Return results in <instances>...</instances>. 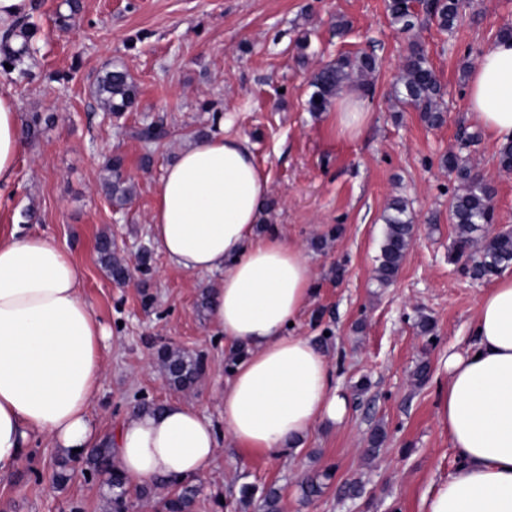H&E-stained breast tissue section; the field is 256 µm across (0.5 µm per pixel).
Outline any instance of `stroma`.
I'll list each match as a JSON object with an SVG mask.
<instances>
[{"label":"stroma","mask_w":512,"mask_h":512,"mask_svg":"<svg viewBox=\"0 0 512 512\" xmlns=\"http://www.w3.org/2000/svg\"><path fill=\"white\" fill-rule=\"evenodd\" d=\"M68 17L66 26L55 22ZM347 27L337 32V18ZM512 22V0H470L453 32L429 23L404 33L390 22L385 0H32L22 23L33 34L31 75L0 70L21 121L40 113L27 138L13 186L0 190V231L45 232L81 268L83 295L110 338L106 371L91 413L103 437L140 405L181 400L223 430L220 393L230 374L223 343L202 300L215 274L173 267L149 237V216L165 168L181 143L222 128L247 137L270 176L263 228L302 238L316 272L311 305L292 329L309 338L336 367L349 400L346 422L318 428L293 457L271 459L220 444L211 466L192 479L200 486L195 512H258L240 502L243 485L280 491L281 512H424L432 486L454 473L458 458L436 417L437 382L415 384L420 363L435 365L444 350L473 341L471 325L492 279L474 278L467 259L450 260L455 239L448 204L460 184L441 160L448 152L476 164L497 188L498 222L512 226V172L502 171L497 145L481 137L461 148V131H476L465 89L470 68ZM427 50L445 91V121L431 128L398 104L392 84L410 41ZM370 53L379 71L362 100L370 114L356 138L336 132L333 111H309V76L318 63ZM118 65L138 86L136 111L116 118L101 111L89 89ZM170 130L149 145L139 130ZM120 155L134 195L124 208L104 188V165ZM396 196L415 217L413 243L396 280L379 286L375 268L382 215ZM108 235L132 272L116 283L102 268L96 240ZM436 324L420 334V315ZM205 357L208 370L190 390L166 382L162 346ZM370 386L358 392L356 383ZM386 438L367 455L375 426ZM58 451L38 442L0 478V512H109V489L76 471L52 481ZM325 477L323 493L304 500L303 473ZM361 493L348 498L344 489Z\"/></svg>","instance_id":"stroma-1"}]
</instances>
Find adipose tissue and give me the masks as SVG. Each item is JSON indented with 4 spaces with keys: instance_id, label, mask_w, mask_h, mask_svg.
<instances>
[{
    "instance_id": "ef3b65f1",
    "label": "adipose tissue",
    "mask_w": 512,
    "mask_h": 512,
    "mask_svg": "<svg viewBox=\"0 0 512 512\" xmlns=\"http://www.w3.org/2000/svg\"><path fill=\"white\" fill-rule=\"evenodd\" d=\"M466 92L470 118L494 142L512 139V38L484 50ZM234 123L226 113L223 131L186 140L149 218L172 266L221 275L208 310L237 354L224 429L179 400L134 410L114 446L124 477L138 484L205 472L221 432L232 447L279 458L348 415L327 354L289 330L313 300L314 271L299 238L259 232L270 177L248 139L230 134ZM24 147L12 89L0 85V187L13 185ZM473 328L472 346L437 362V420L460 464L431 489L425 512H512V274L482 294ZM107 340L65 249L47 235L0 234V476L43 437L63 452L100 443L90 408Z\"/></svg>"
}]
</instances>
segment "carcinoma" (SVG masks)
I'll use <instances>...</instances> for the list:
<instances>
[{
	"label": "carcinoma",
	"instance_id": "obj_1",
	"mask_svg": "<svg viewBox=\"0 0 512 512\" xmlns=\"http://www.w3.org/2000/svg\"><path fill=\"white\" fill-rule=\"evenodd\" d=\"M465 0H429L423 5L426 14L440 29L451 30L463 15ZM386 10L391 23L402 32H409L420 25L414 0H387ZM29 48L25 45L14 48L9 39L0 44V67L28 72ZM377 72V61L372 54L356 56L340 55L315 69L310 77L314 91L308 99V111L324 112L333 103L338 93L349 85H355L365 92L373 88ZM92 94L102 109L114 117L132 111L138 105V89L129 73L114 67L104 71L96 79ZM393 95L404 106L419 112L422 122L437 127L444 122L443 88L432 68L426 49L417 41L409 43L397 79ZM442 164L448 173L456 176L463 190L451 198L448 218L455 224L457 238L454 241L450 259L459 260L470 249L472 272L478 277H492L512 263V233L490 232L495 223L494 186L486 182L478 171L470 167L460 156L450 153ZM106 193L113 205L122 207L132 199V186L123 167V159L111 157L105 167ZM385 233L380 247L375 278L382 286L390 284L398 276L405 255L413 242L415 220L408 211V204L402 197L392 198L383 215ZM98 258L103 268L117 283L125 281L129 267L112 248L109 237L98 241ZM162 372L168 384L179 390H190L199 382L202 371L200 357L167 347L159 355ZM85 469L93 472H108V487L111 512H133L136 503L130 499L127 481L120 469L112 464V444L105 440L90 449L83 457ZM174 488L158 505L161 512H194L199 486L186 479L166 484ZM280 493L275 487L268 488L261 496L259 508L262 512H279Z\"/></svg>",
	"mask_w": 512,
	"mask_h": 512
}]
</instances>
